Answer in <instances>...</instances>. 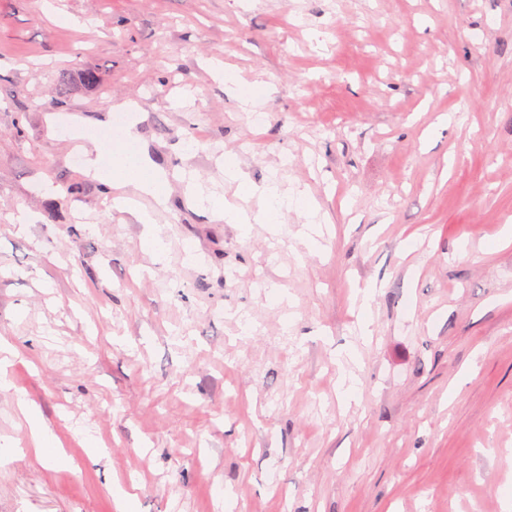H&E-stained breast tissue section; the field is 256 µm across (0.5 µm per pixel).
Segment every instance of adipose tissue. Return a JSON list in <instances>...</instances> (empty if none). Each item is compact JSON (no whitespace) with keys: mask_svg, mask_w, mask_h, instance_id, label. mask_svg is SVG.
I'll return each mask as SVG.
<instances>
[{"mask_svg":"<svg viewBox=\"0 0 512 512\" xmlns=\"http://www.w3.org/2000/svg\"><path fill=\"white\" fill-rule=\"evenodd\" d=\"M95 154L87 158V170L93 178L111 187L134 186L139 191L151 194L159 205H167L170 187L163 168L148 155L131 157L123 154L107 156L103 143H95Z\"/></svg>","mask_w":512,"mask_h":512,"instance_id":"ef3b65f1","label":"adipose tissue"}]
</instances>
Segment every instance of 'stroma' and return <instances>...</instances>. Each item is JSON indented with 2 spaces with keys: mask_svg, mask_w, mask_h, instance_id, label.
I'll use <instances>...</instances> for the list:
<instances>
[{
  "mask_svg": "<svg viewBox=\"0 0 512 512\" xmlns=\"http://www.w3.org/2000/svg\"><path fill=\"white\" fill-rule=\"evenodd\" d=\"M115 99L250 223L175 181L147 246L68 149ZM225 154L307 192L316 245ZM507 224L512 0H0V445L22 396L69 459L0 465V512H116V485L134 512H512ZM184 180H186L187 192L199 205L206 208L214 219L226 221L229 224L250 223V217L224 196H204L197 185V178L192 172L184 176Z\"/></svg>",
  "mask_w": 512,
  "mask_h": 512,
  "instance_id": "1",
  "label": "stroma"
}]
</instances>
